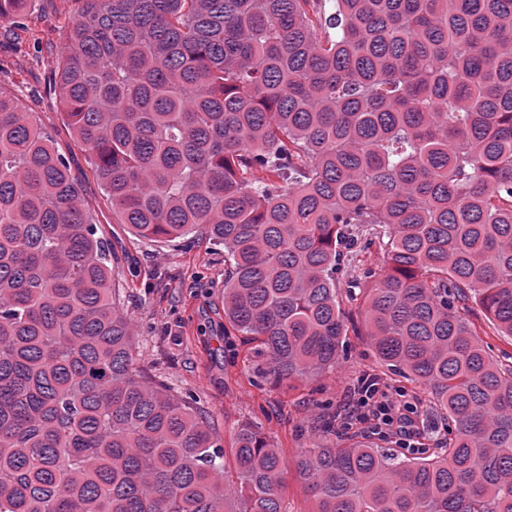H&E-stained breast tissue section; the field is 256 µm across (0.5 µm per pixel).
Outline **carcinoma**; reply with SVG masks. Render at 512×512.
<instances>
[{
	"mask_svg": "<svg viewBox=\"0 0 512 512\" xmlns=\"http://www.w3.org/2000/svg\"><path fill=\"white\" fill-rule=\"evenodd\" d=\"M59 104L119 224L224 246V321L280 384L365 335L431 391L437 448L345 429L228 464L148 378L66 159L0 91V512H512V0H83ZM23 0H0L14 23ZM386 268L342 309L336 274ZM470 313L468 318L477 329L478 338L482 344L491 347V355L503 363L512 365V341L505 336H499L494 327L487 319L484 311L479 305L469 302ZM285 497L288 510L291 512H307L311 509V503L304 492V484L294 474L288 477Z\"/></svg>",
	"mask_w": 512,
	"mask_h": 512,
	"instance_id": "cac0c4a2",
	"label": "carcinoma"
}]
</instances>
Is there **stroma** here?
Wrapping results in <instances>:
<instances>
[{
  "mask_svg": "<svg viewBox=\"0 0 512 512\" xmlns=\"http://www.w3.org/2000/svg\"><path fill=\"white\" fill-rule=\"evenodd\" d=\"M81 0H26L20 26H0V90L34 112L71 162L82 196L112 255V282L136 326L134 353L143 372L162 381L205 416L224 447L241 425L260 431L295 458L321 438L320 416L346 414L358 380L378 377L423 407V443L434 447L443 419L429 390L384 375L368 339L350 337L336 369L267 385L250 369L241 337L224 333V249L204 236L149 242L114 223L88 151L74 139L56 99L52 60L67 46Z\"/></svg>",
  "mask_w": 512,
  "mask_h": 512,
  "instance_id": "stroma-1",
  "label": "stroma"
}]
</instances>
